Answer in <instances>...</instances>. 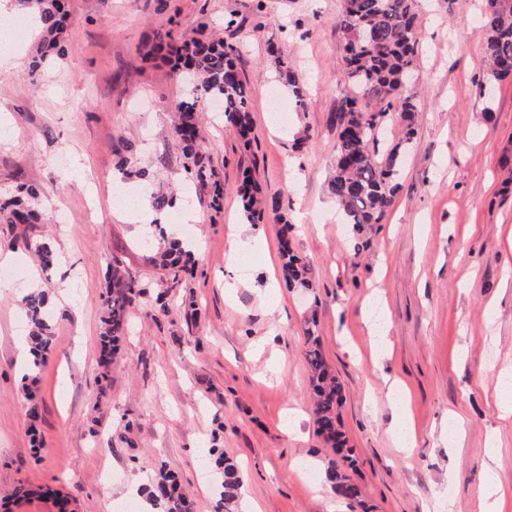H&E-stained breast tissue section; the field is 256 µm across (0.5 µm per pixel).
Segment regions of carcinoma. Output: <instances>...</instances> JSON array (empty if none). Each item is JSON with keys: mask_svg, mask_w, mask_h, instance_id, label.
<instances>
[{"mask_svg": "<svg viewBox=\"0 0 512 512\" xmlns=\"http://www.w3.org/2000/svg\"><path fill=\"white\" fill-rule=\"evenodd\" d=\"M12 5L14 14L38 22L40 37L32 62L35 72L49 54L64 52L69 27L67 0H12ZM336 25L343 34L342 63L346 78L360 97L345 95L336 109L338 136L329 192L336 200L343 223L361 230L381 223L393 205L404 158L413 144L417 106L410 86L421 55L420 3L419 0H343ZM483 28L488 64L486 81L496 83L512 78V0H483ZM160 38L165 41L172 75L189 73L196 77L191 95L179 104L174 129L183 144L185 169L197 187L209 192L210 206L218 210L224 199V184L212 179L213 173L200 152L199 116L206 111L210 99H221L226 120L244 142H250L249 92L241 78L238 48L220 38H187L171 28L160 34ZM275 68L278 81L291 92L295 107L304 108L306 92L288 60L276 58ZM396 113L406 123L405 131L398 141L387 145L384 139L387 120ZM238 194L249 223L262 224L271 212L282 224L280 273L285 284L310 287L308 268L289 246L288 207L279 200L266 202L259 182L250 175L243 177ZM39 197L36 187L18 185L11 197L0 198V224L14 229L39 223L40 215L34 206ZM14 243L29 252L44 273L49 274L55 268L58 256L53 240L32 239L22 232L15 236ZM152 262L174 273L186 271L188 265L195 264L193 253L180 241L165 237L159 242ZM143 287L145 284L125 276L120 266H112L99 335V363L105 369L112 363L118 343L127 331V308ZM23 309L26 339L33 353V361L24 375L28 380L25 397L28 415L35 420L39 394L34 384L53 340L48 295L38 289L31 291L23 300ZM307 341L305 359L312 374L316 430L338 456L328 467L327 479L339 498L357 502L361 488L350 474L355 469V459L348 448L342 421L343 387L322 353L319 337L309 330ZM213 453L215 465L223 467L214 512H235L243 481L233 466L223 465V453L216 448ZM148 497L163 512H190L191 509L190 502L179 490L178 478L163 467L156 471Z\"/></svg>", "mask_w": 512, "mask_h": 512, "instance_id": "1", "label": "carcinoma"}]
</instances>
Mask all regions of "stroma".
I'll return each instance as SVG.
<instances>
[{
  "label": "stroma",
  "mask_w": 512,
  "mask_h": 512,
  "mask_svg": "<svg viewBox=\"0 0 512 512\" xmlns=\"http://www.w3.org/2000/svg\"><path fill=\"white\" fill-rule=\"evenodd\" d=\"M75 26L63 56L32 70L31 36L0 44V196L42 188L41 224L58 263L43 276L0 224V492L28 497L10 512H147L158 466L180 480L192 512H213L221 448L243 478L238 512H480L487 484L497 512H512V413L495 381L512 372V80L491 94L479 0H424L421 57L412 86L416 136L401 189L382 223L355 232L328 191L333 119L350 86L340 63L342 0H70ZM179 32L223 34L240 50L252 130L243 147L220 112L203 116L200 149L224 185L213 210L184 193L181 141L172 125L191 87L154 53L168 20ZM288 58L308 96L288 101L274 54ZM253 169L267 197H290L291 246L308 288L279 276L281 226L247 275L227 264L245 224L235 185ZM176 194L161 213L169 238H187L194 274L155 267L118 184ZM147 283L129 331L101 378L97 336L107 265ZM48 290L54 337L30 422L17 360L22 299ZM281 301L269 306L267 289ZM165 292L168 312L155 309ZM315 322L343 384V424L362 501H339L326 479L335 454L316 432L304 330ZM402 395L389 396L393 382ZM300 414L296 431L289 415ZM407 424L412 447L392 430ZM44 447L34 452L30 429Z\"/></svg>",
  "instance_id": "stroma-1"
}]
</instances>
